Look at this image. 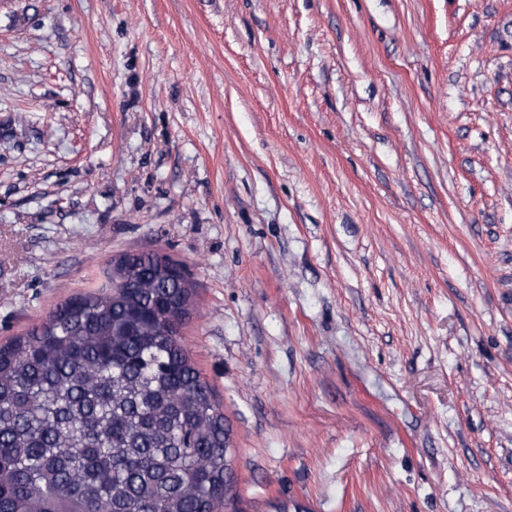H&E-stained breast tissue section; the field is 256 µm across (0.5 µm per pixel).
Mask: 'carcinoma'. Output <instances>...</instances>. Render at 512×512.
<instances>
[{
	"instance_id": "carcinoma-1",
	"label": "carcinoma",
	"mask_w": 512,
	"mask_h": 512,
	"mask_svg": "<svg viewBox=\"0 0 512 512\" xmlns=\"http://www.w3.org/2000/svg\"><path fill=\"white\" fill-rule=\"evenodd\" d=\"M105 277L0 343V512H223L229 432L180 337L191 282L154 252Z\"/></svg>"
}]
</instances>
